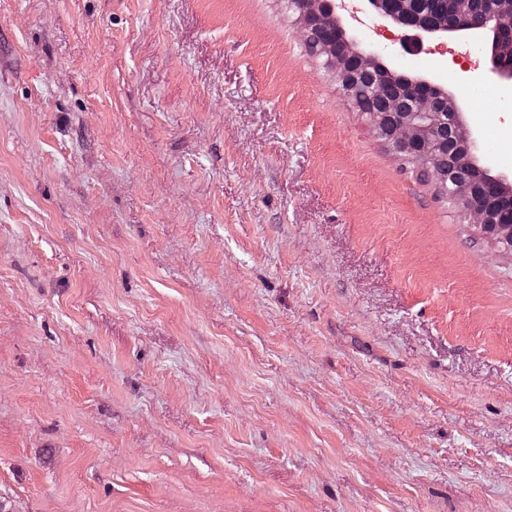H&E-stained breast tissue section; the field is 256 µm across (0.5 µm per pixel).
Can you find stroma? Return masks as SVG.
Here are the masks:
<instances>
[{
  "instance_id": "obj_1",
  "label": "stroma",
  "mask_w": 512,
  "mask_h": 512,
  "mask_svg": "<svg viewBox=\"0 0 512 512\" xmlns=\"http://www.w3.org/2000/svg\"><path fill=\"white\" fill-rule=\"evenodd\" d=\"M287 0H0V512H512V254ZM512 170L464 38L360 28Z\"/></svg>"
}]
</instances>
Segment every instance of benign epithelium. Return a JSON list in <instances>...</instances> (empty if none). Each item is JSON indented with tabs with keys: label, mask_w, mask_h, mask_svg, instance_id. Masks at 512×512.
<instances>
[{
	"label": "benign epithelium",
	"mask_w": 512,
	"mask_h": 512,
	"mask_svg": "<svg viewBox=\"0 0 512 512\" xmlns=\"http://www.w3.org/2000/svg\"><path fill=\"white\" fill-rule=\"evenodd\" d=\"M365 2L378 21L411 31L420 41L461 34L483 52L486 39H492L490 68L483 72L481 83H512V38L507 36L512 31V0H496L486 14L475 8V0H451L449 13L444 16L430 14L424 8L426 0ZM293 8L306 41L316 44L347 98H353L349 80L352 61H359L374 78L373 95L360 112L393 155L436 171L444 149L456 145L459 176L450 189V198L472 226L511 253L512 220H491L483 199L473 189L470 172H482L501 204L510 210L512 181L478 165L477 135L464 126L457 104L430 79L393 75L381 49L358 42L343 26L338 16L344 9L343 0H294Z\"/></svg>",
	"instance_id": "obj_1"
}]
</instances>
